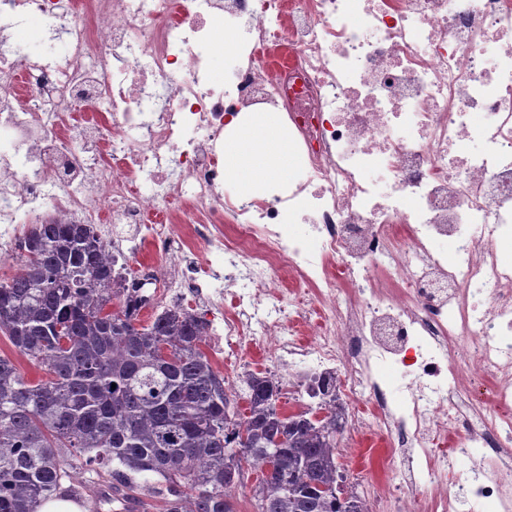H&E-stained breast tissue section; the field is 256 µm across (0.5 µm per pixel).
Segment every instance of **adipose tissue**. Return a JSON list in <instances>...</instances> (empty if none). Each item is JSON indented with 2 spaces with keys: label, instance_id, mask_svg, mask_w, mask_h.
Wrapping results in <instances>:
<instances>
[{
  "label": "adipose tissue",
  "instance_id": "1",
  "mask_svg": "<svg viewBox=\"0 0 512 512\" xmlns=\"http://www.w3.org/2000/svg\"><path fill=\"white\" fill-rule=\"evenodd\" d=\"M288 140L265 113L253 114L246 128L224 140V162L244 194L252 196L272 179H287L292 172Z\"/></svg>",
  "mask_w": 512,
  "mask_h": 512
}]
</instances>
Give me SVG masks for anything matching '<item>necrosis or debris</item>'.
Returning <instances> with one entry per match:
<instances>
[{
	"label": "necrosis or debris",
	"mask_w": 512,
	"mask_h": 512,
	"mask_svg": "<svg viewBox=\"0 0 512 512\" xmlns=\"http://www.w3.org/2000/svg\"><path fill=\"white\" fill-rule=\"evenodd\" d=\"M29 17L63 57L21 50ZM253 110L306 174L267 198L224 190ZM33 215L95 225L130 282L150 241L158 305L230 301L209 351L249 337L282 398L335 376L348 437L395 442L368 512H512V0H0V264Z\"/></svg>",
	"instance_id": "4bbe7bcc"
}]
</instances>
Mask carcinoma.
I'll use <instances>...</instances> for the list:
<instances>
[{"label":"carcinoma","instance_id":"carcinoma-1","mask_svg":"<svg viewBox=\"0 0 512 512\" xmlns=\"http://www.w3.org/2000/svg\"><path fill=\"white\" fill-rule=\"evenodd\" d=\"M20 250L0 280V333L41 376L0 355V512H37L75 465L112 491L97 512L143 496L163 512H236V458L257 474L254 512H366L336 460L343 406L282 417L264 372L226 389L202 349L206 320L173 307L142 324L151 298L115 280L91 224L37 222Z\"/></svg>","mask_w":512,"mask_h":512}]
</instances>
